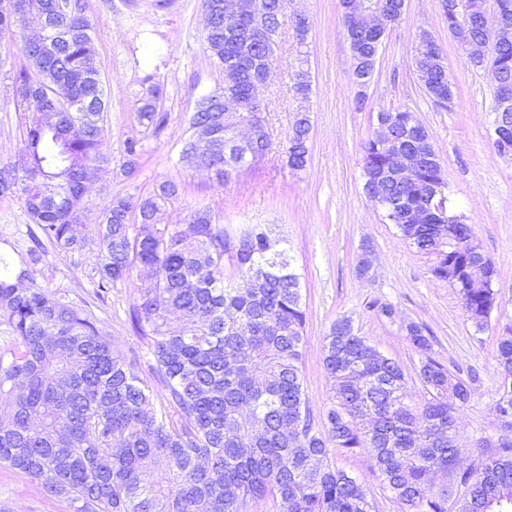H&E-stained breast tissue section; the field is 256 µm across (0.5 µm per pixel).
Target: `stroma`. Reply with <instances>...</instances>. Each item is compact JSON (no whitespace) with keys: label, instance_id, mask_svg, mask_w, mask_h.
Returning a JSON list of instances; mask_svg holds the SVG:
<instances>
[{"label":"stroma","instance_id":"35a3bbf8","mask_svg":"<svg viewBox=\"0 0 512 512\" xmlns=\"http://www.w3.org/2000/svg\"><path fill=\"white\" fill-rule=\"evenodd\" d=\"M94 27L110 108L106 114L105 152L120 166L127 141H137L141 165L133 177L91 183L90 204L115 194L137 197L155 183L176 181L180 194L162 221L176 224L197 206L210 207L225 230L238 232L263 224L279 241L285 257L301 274L306 312L301 374L311 414L322 421L335 402L334 382L323 364V339L336 319L352 321L364 336L402 367L405 390L420 404L425 390L417 376L421 353L406 335L410 322L428 328L432 355L460 377L477 373L470 402L459 412L460 465L482 452L485 438L499 430L496 402L503 377L495 360L497 339L512 326V159L499 155L491 139L495 88L490 74L473 67L448 34L440 0H407L401 21L383 38L364 107L350 74V47L340 19L339 0H288L287 13L308 16L312 92L308 106L312 132L305 169L288 168L283 153L296 104L289 90L296 66L292 32L279 36L278 60L261 90L272 147L252 170L219 182L207 171L182 168L178 156L187 136L196 99L221 85L203 48L201 0H82ZM428 31L442 46L451 103L440 105L427 94L413 69L415 37ZM19 50L0 35V162H18L23 113L13 102L12 77ZM160 87L162 130H145L137 104ZM408 110L428 129L459 212L497 270L496 305L488 328L476 331L456 290L436 279L426 257L416 252L394 225L383 223L378 206L363 190L362 145L371 136L380 109ZM20 199L0 200V252L14 261L27 256L31 241ZM370 250L369 276L357 273L363 250ZM95 247L73 254L46 248L30 268L36 285L65 292L86 304L101 320L115 351L133 362L146 383L153 357L148 342L132 326L136 286L124 283L97 299L92 282ZM391 316H384L383 307ZM337 468L362 484L373 512H399L383 489L366 453L331 452ZM0 512H73L69 503L47 496L24 474L0 464Z\"/></svg>","mask_w":512,"mask_h":512}]
</instances>
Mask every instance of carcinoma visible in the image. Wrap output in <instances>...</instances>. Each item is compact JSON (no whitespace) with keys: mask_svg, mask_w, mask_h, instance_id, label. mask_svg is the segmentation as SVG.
Returning a JSON list of instances; mask_svg holds the SVG:
<instances>
[{"mask_svg":"<svg viewBox=\"0 0 512 512\" xmlns=\"http://www.w3.org/2000/svg\"><path fill=\"white\" fill-rule=\"evenodd\" d=\"M8 12L0 0V33L22 46L23 63L13 78L15 108L27 114L23 167L0 163V197L21 194L27 229L39 259L50 245L60 253L82 251L87 238L79 224L94 225L98 249L97 295L133 280L138 269L159 275L137 288L131 318L149 339L157 390L144 384L133 364L112 348L101 320L67 294L25 285V266L0 255V326L10 345L0 353V464L35 480L45 492L70 501L74 512H243L267 499L278 512H371L358 480L329 460L330 448L370 459L400 512H512V439H499L467 468L452 487H437L456 448L448 447V416L467 404L476 378L463 379L431 356L430 337L416 323L406 327L424 355L418 377L428 397L407 402L401 366L359 335L347 318L337 319L323 342V363L335 383V403L315 425L301 380L305 312L300 276L260 224L232 236L213 222L210 208L192 209L178 224L158 215L179 195L164 180L137 200L111 195L92 211L87 185L109 173L102 150L109 103L93 24L81 0H23ZM350 45L351 79L364 87L374 73L382 39L354 24L349 0H340ZM214 28L203 37L223 86L195 102L179 163L206 170L220 181L262 162L271 150L264 126L249 112H212L209 102L232 91L247 99L258 70L233 71L224 48V0H202ZM70 18L64 41L51 52L31 42V16ZM309 28L294 47L300 66L290 75L293 97L311 91ZM475 49L470 63L489 71L499 85L512 86V42L501 44L481 30L468 33ZM421 55L439 81L426 86L437 102L448 97L442 48L431 34L421 37ZM160 89L138 107L147 128H159ZM93 100L97 111L82 112ZM378 115L409 131L410 142L427 157L407 176L370 137L363 145L365 193L375 192L383 220L397 227L431 261L432 274L459 289L468 318L479 331L488 324L496 293V269L485 258L487 279L457 282L474 253L473 230L452 216L453 201L440 158L426 127L412 128L409 111ZM251 119L252 152L228 162L225 144L240 118ZM309 112L297 108L285 154L289 167L308 163ZM203 135L214 148L206 155L195 143ZM141 150L125 145L119 172L132 177ZM239 281L224 276L225 264ZM253 273L263 288H247ZM501 373L512 376V327L497 344ZM455 403H448V397ZM159 403H154V398ZM499 430L512 432V386L498 401Z\"/></svg>","mask_w":512,"mask_h":512,"instance_id":"obj_1","label":"carcinoma"}]
</instances>
